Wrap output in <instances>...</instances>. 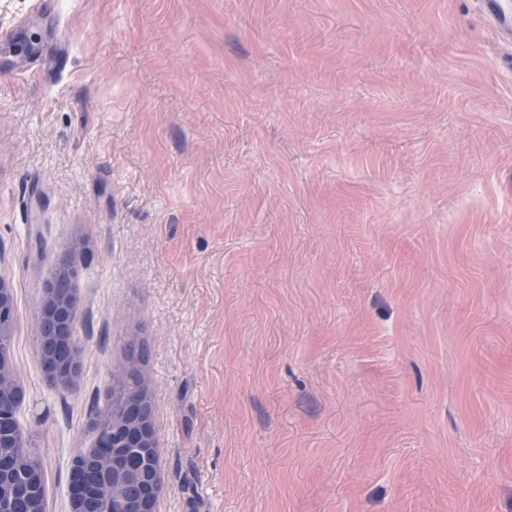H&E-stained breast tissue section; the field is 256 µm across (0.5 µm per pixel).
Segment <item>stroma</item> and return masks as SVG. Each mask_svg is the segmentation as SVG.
<instances>
[{
    "instance_id": "stroma-1",
    "label": "stroma",
    "mask_w": 512,
    "mask_h": 512,
    "mask_svg": "<svg viewBox=\"0 0 512 512\" xmlns=\"http://www.w3.org/2000/svg\"><path fill=\"white\" fill-rule=\"evenodd\" d=\"M0 278L48 512L147 346L158 512H512V67L479 0H0ZM75 256L82 374L42 371Z\"/></svg>"
}]
</instances>
